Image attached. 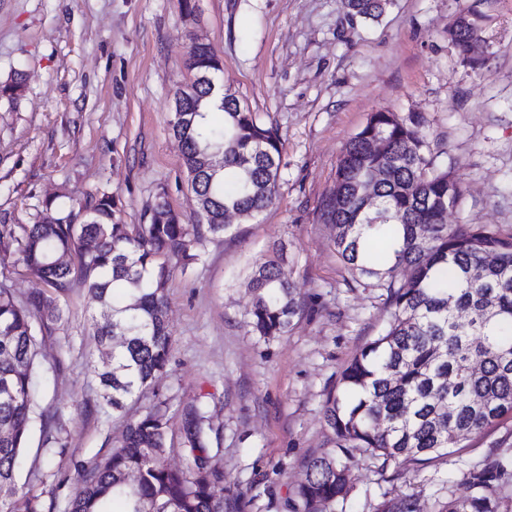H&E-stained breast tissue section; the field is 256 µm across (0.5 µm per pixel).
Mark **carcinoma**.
I'll return each instance as SVG.
<instances>
[{
	"label": "carcinoma",
	"instance_id": "1",
	"mask_svg": "<svg viewBox=\"0 0 512 512\" xmlns=\"http://www.w3.org/2000/svg\"><path fill=\"white\" fill-rule=\"evenodd\" d=\"M389 0H346L353 17L377 20ZM478 18L461 14L449 37L461 56L478 40ZM187 62L199 79L174 92L169 132L195 195L194 223L185 224L167 194H156L149 223L123 224L109 193L39 216L19 229L0 227L18 244L25 268L53 292L19 302L0 282V512H41L39 498L18 492V466L39 428L50 454L65 444L41 405L36 366L44 336L63 319L59 297L75 282L86 288L102 321L95 336L106 348L98 408L125 418L117 444L89 471L68 512H235L224 495V473L206 455L208 409L183 413V468L166 461L171 427L167 399L153 390L172 345L167 288L172 263L182 270L201 259L198 246L224 235V212L250 220L269 207L279 180L280 141L232 93L220 92L222 62L208 44L190 45ZM224 114L213 124L214 111ZM374 183L367 202L365 186ZM462 190L437 163L424 136L394 112L372 113L343 149L336 189L320 219L336 226V253L354 282L385 292L384 326L342 373V390L323 404L333 447L311 457L288 500L291 512H333L348 492L349 449L389 462L426 463L459 438L476 436L512 413V238L485 224H450L448 210ZM284 248L250 276L246 326L264 340L282 336L299 310L296 289L283 276ZM153 402L137 417L127 403L147 391ZM512 459L469 472L468 494L448 490L439 512H512L501 476ZM376 512H415L407 499H389Z\"/></svg>",
	"mask_w": 512,
	"mask_h": 512
}]
</instances>
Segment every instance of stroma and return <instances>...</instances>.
I'll list each match as a JSON object with an SVG mask.
<instances>
[{
    "label": "stroma",
    "instance_id": "1",
    "mask_svg": "<svg viewBox=\"0 0 512 512\" xmlns=\"http://www.w3.org/2000/svg\"><path fill=\"white\" fill-rule=\"evenodd\" d=\"M194 5L188 17L179 0H0V225L32 223L51 198L66 207L103 191L118 197L122 223H147L162 190L190 220L195 202L169 122L190 37L208 43L223 62L221 83L277 132L280 180L263 213L205 242L193 269H172V347L157 381L174 428L167 461L186 465L181 411L203 402L209 461L224 473L225 494L240 498V512H289L304 459L331 445L326 396L382 326L380 290L347 287L332 229L319 219L343 148L371 113L399 114L462 187L449 223L512 236V0H392L379 21L353 23L343 0ZM466 11L483 18L479 70L448 37ZM18 72L20 94L2 93ZM280 243L301 308L287 334L264 342L244 324L247 282ZM2 275L22 302L47 289L14 245H0ZM60 304L64 318L41 345L39 383L65 446L49 455L32 438L19 476L43 512H67L124 426L96 407L95 305L78 284ZM493 452L512 456V417L424 466L353 449L336 512H375L387 497L436 512L449 492L467 494L466 464Z\"/></svg>",
    "mask_w": 512,
    "mask_h": 512
}]
</instances>
